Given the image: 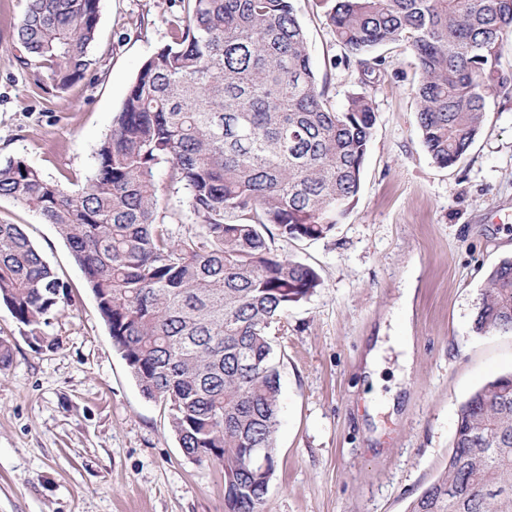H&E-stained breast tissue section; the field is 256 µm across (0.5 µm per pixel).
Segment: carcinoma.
Masks as SVG:
<instances>
[{
	"label": "carcinoma",
	"mask_w": 512,
	"mask_h": 512,
	"mask_svg": "<svg viewBox=\"0 0 512 512\" xmlns=\"http://www.w3.org/2000/svg\"><path fill=\"white\" fill-rule=\"evenodd\" d=\"M20 62L56 89L94 65L99 0H25ZM346 59L405 41L423 143L441 167L482 129L487 91L512 96L499 48L512 0H318ZM172 44L140 68L93 176L76 191L21 160L0 162V197L53 224L84 273L114 349L142 394L164 403L183 453L224 466L227 512H263L274 473L280 374L270 330L321 287L268 239H323L353 208L376 115L353 94L337 112L292 0H187ZM187 190L199 232L165 222L155 171ZM40 349L67 285L17 224H0V304ZM512 334V259L489 273L474 321ZM406 512H512V373L461 403L444 469Z\"/></svg>",
	"instance_id": "1"
}]
</instances>
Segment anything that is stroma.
<instances>
[{
  "label": "stroma",
  "mask_w": 512,
  "mask_h": 512,
  "mask_svg": "<svg viewBox=\"0 0 512 512\" xmlns=\"http://www.w3.org/2000/svg\"><path fill=\"white\" fill-rule=\"evenodd\" d=\"M313 66L336 111L365 92L376 125L358 200L333 234L273 237L322 286L271 331L280 359L276 466L264 512H405L445 467L457 410L512 371V335L473 330L490 270L512 259V99L489 93L484 125L455 165L438 166L417 122V61L406 42L376 50L361 75L316 0H292ZM25 0H0V161L20 159L78 189L142 63L171 44L183 0H99L95 61L65 90L23 67ZM71 304L40 350L0 304L12 361L0 372V512H225L224 469L185 456L168 411L144 397L54 225L0 198ZM412 314L401 315L405 289ZM378 349L376 382L362 376ZM411 354L404 366L403 354Z\"/></svg>",
  "instance_id": "obj_1"
}]
</instances>
